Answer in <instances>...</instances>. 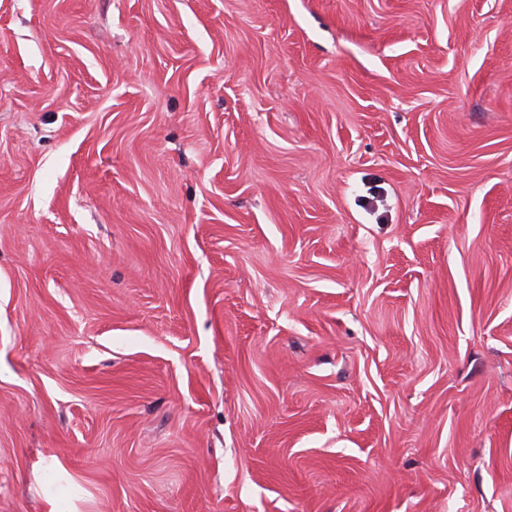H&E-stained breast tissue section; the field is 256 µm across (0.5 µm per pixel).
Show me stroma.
<instances>
[{
	"mask_svg": "<svg viewBox=\"0 0 512 512\" xmlns=\"http://www.w3.org/2000/svg\"><path fill=\"white\" fill-rule=\"evenodd\" d=\"M0 512H512V0H0Z\"/></svg>",
	"mask_w": 512,
	"mask_h": 512,
	"instance_id": "1",
	"label": "stroma"
}]
</instances>
